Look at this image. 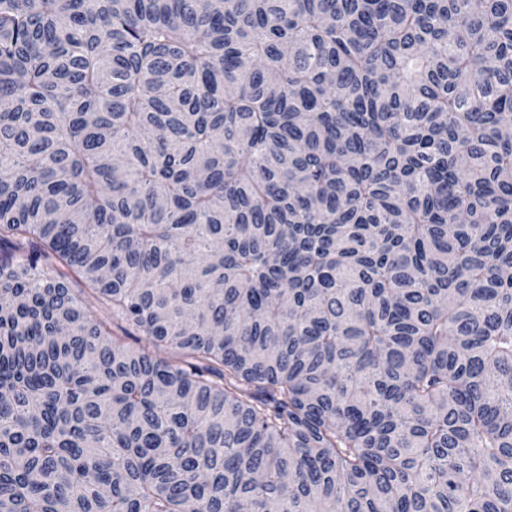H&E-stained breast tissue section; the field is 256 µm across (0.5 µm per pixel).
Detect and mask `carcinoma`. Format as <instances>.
<instances>
[{
    "instance_id": "1",
    "label": "carcinoma",
    "mask_w": 512,
    "mask_h": 512,
    "mask_svg": "<svg viewBox=\"0 0 512 512\" xmlns=\"http://www.w3.org/2000/svg\"><path fill=\"white\" fill-rule=\"evenodd\" d=\"M511 270L512 0H0V512H512Z\"/></svg>"
}]
</instances>
